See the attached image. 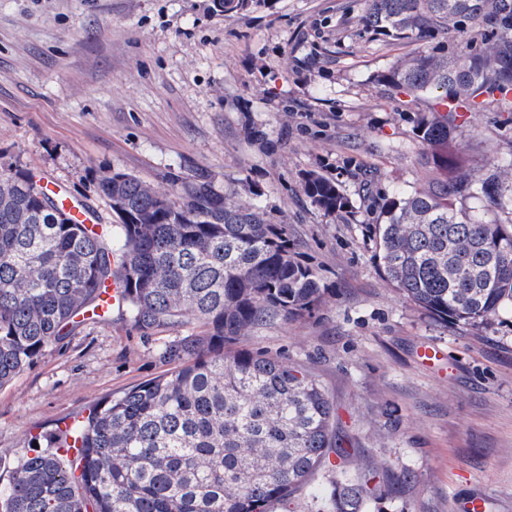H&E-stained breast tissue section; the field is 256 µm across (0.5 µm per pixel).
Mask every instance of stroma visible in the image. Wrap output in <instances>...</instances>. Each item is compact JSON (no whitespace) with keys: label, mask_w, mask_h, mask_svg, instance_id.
Returning a JSON list of instances; mask_svg holds the SVG:
<instances>
[{"label":"stroma","mask_w":512,"mask_h":512,"mask_svg":"<svg viewBox=\"0 0 512 512\" xmlns=\"http://www.w3.org/2000/svg\"><path fill=\"white\" fill-rule=\"evenodd\" d=\"M213 0H0V166L46 176L116 223L95 188L125 172L158 193L206 174L288 225L329 293L313 315L240 347L311 372L338 431L413 483L369 512H512V314L444 323L387 283L369 205L411 188L424 153L408 105L376 76L414 43L374 39L363 0H267L217 13ZM483 161L512 152V113L477 112L460 138ZM341 186L327 217L310 171ZM197 324L137 330L127 313L77 327L0 388V484L36 438L97 402L170 373L169 344ZM440 353L423 362L422 347ZM305 193L311 203L327 217L339 216L350 207V202L340 185L320 173L308 174L305 180Z\"/></svg>","instance_id":"obj_1"}]
</instances>
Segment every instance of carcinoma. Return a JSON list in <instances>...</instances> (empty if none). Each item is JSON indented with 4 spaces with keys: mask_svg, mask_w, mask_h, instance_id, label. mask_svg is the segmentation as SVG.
I'll use <instances>...</instances> for the list:
<instances>
[{
    "mask_svg": "<svg viewBox=\"0 0 512 512\" xmlns=\"http://www.w3.org/2000/svg\"><path fill=\"white\" fill-rule=\"evenodd\" d=\"M264 2L213 0L224 13ZM359 22L376 39L436 40L376 76L427 100L416 121L420 183L373 201L385 277L440 321L487 327L512 312V153L477 168L458 137L465 111L512 112V0H364ZM96 191L119 220L99 232L73 222L32 173L0 167V387L76 327L107 319L114 278L143 334L192 322L204 332L166 347L179 361L171 374L94 404L22 455L0 485V512H288L324 466L332 512H366L387 462L354 459L308 370L230 349L324 301L288 225L204 174L161 195L132 174L105 173ZM305 193L327 217L350 207L320 173L308 174ZM71 447L81 454L69 458Z\"/></svg>",
    "mask_w": 512,
    "mask_h": 512,
    "instance_id": "1",
    "label": "carcinoma"
}]
</instances>
